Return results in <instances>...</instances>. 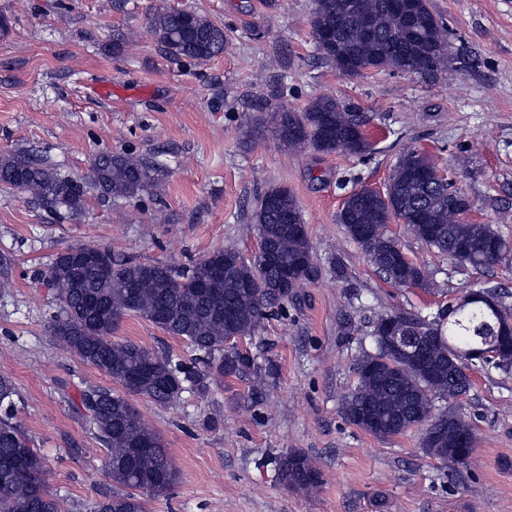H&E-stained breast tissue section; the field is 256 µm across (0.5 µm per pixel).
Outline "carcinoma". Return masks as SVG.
I'll use <instances>...</instances> for the list:
<instances>
[{"label":"carcinoma","instance_id":"carcinoma-1","mask_svg":"<svg viewBox=\"0 0 512 512\" xmlns=\"http://www.w3.org/2000/svg\"><path fill=\"white\" fill-rule=\"evenodd\" d=\"M414 17L392 9L389 0H366L374 17L375 36H361L350 0H315L311 17L314 32H328L332 40L317 45L333 64L336 52L353 61L352 75L418 68L433 77L448 66V30L429 10L428 0H408ZM155 40L171 58L206 60L224 52V29L185 9L159 7L150 18ZM266 122L277 143L289 151L310 147L319 153L336 151L362 156L369 152L361 119L335 97L322 95L301 109L276 106ZM439 171L425 153L411 151L398 161L386 196L370 188L349 194L339 213L348 236L393 285L420 286L432 273L410 262L398 243L385 232L399 215H417L408 230L427 245L454 258L466 247L473 267L485 268L509 252V242L490 224L467 222L450 197L451 184L443 175L428 180L416 171ZM158 169L133 153L99 155L90 180L57 173L29 151L0 157V185L30 198L81 213L92 192L102 197L129 199L153 187ZM255 223L260 238L275 254L267 262L257 256L247 262L234 249H222L176 269L162 264L111 260L108 272L74 261L73 247L59 252L44 271V279L60 303L51 335L80 361L93 366L124 392L100 385L80 391L79 402L90 431L106 451V465L114 490L92 504L90 512H148L146 497L167 495L178 479L161 436L131 402L135 395L159 404L177 400L186 391L202 392L228 375L251 367L249 356L224 351L231 340L250 337L261 326L267 309L288 298L295 289L316 279L302 213L295 196L272 188L258 200ZM135 313L170 336L183 340L194 352L189 363L173 361L132 341L112 339L121 316ZM411 336L426 338V357H397L377 351L359 360L358 382L345 398V412L353 424L363 421L355 411L369 410L377 426L370 435L388 439L415 426L444 431L453 426L474 439L471 425L436 402L455 399L471 383L457 369L458 358L494 345L508 313L480 300L456 304L426 320L407 311L395 313ZM15 387L0 377V512H65L64 501L48 494L42 483L43 460L31 448L21 425L14 421ZM425 452L453 461L454 447L422 442ZM284 483L314 490L321 484L316 463L304 454L278 460Z\"/></svg>","mask_w":512,"mask_h":512}]
</instances>
